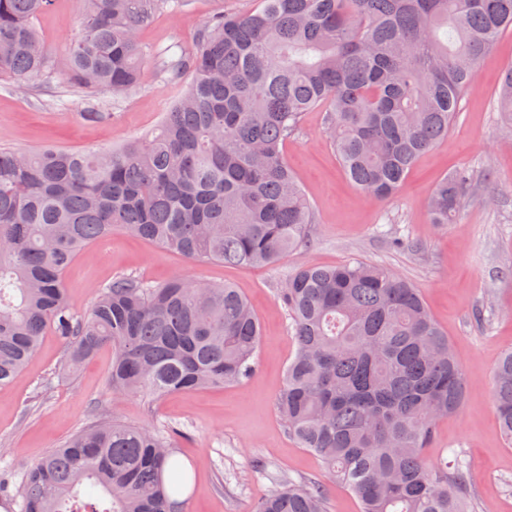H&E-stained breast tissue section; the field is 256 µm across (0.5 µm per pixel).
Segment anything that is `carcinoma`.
I'll list each match as a JSON object with an SVG mask.
<instances>
[{
	"mask_svg": "<svg viewBox=\"0 0 512 512\" xmlns=\"http://www.w3.org/2000/svg\"><path fill=\"white\" fill-rule=\"evenodd\" d=\"M55 0H0V78L17 87L58 77L80 91V116L104 123L97 95L122 96L148 53L140 30L186 0H79L78 31L53 56L35 20ZM218 12L193 48L162 62L191 82L158 127L119 148L0 149V387L24 371L47 331L73 371L104 347L112 398L238 384L254 370L258 317L229 285L131 275L71 306L63 275L115 229L190 263L270 265L311 244V205L282 145L305 112L350 181L372 202L405 182L448 136L462 91L506 31L512 0H262ZM497 109L512 122V65ZM472 176L445 177L429 198L435 224L454 222ZM279 295L297 351L278 411L361 512H472L460 459L424 457L436 421L465 404L448 336L420 291L360 259L303 265ZM499 426L512 446V350L493 375ZM90 425L27 470L23 512H177L185 476L171 438L92 414ZM252 512H328L323 487L288 482Z\"/></svg>",
	"mask_w": 512,
	"mask_h": 512,
	"instance_id": "obj_1",
	"label": "carcinoma"
}]
</instances>
